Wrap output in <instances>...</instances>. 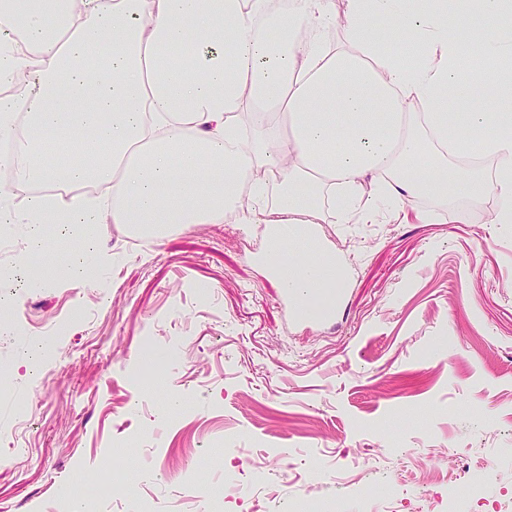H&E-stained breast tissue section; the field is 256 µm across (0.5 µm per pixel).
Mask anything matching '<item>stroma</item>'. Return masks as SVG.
Listing matches in <instances>:
<instances>
[{
	"mask_svg": "<svg viewBox=\"0 0 512 512\" xmlns=\"http://www.w3.org/2000/svg\"><path fill=\"white\" fill-rule=\"evenodd\" d=\"M43 232L59 273L38 284L18 276L40 267L22 227L0 248V429H23L0 512H54L63 482L94 512H199L219 486L222 512H274L286 493L442 512L472 472L512 485V225H321L347 276L329 319L282 301L263 224ZM90 237L96 279H72ZM58 322L33 382L22 350ZM249 467L263 483L225 484ZM377 474L427 496H378Z\"/></svg>",
	"mask_w": 512,
	"mask_h": 512,
	"instance_id": "obj_1",
	"label": "stroma"
}]
</instances>
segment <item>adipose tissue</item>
Wrapping results in <instances>:
<instances>
[{"instance_id":"1","label":"adipose tissue","mask_w":512,"mask_h":512,"mask_svg":"<svg viewBox=\"0 0 512 512\" xmlns=\"http://www.w3.org/2000/svg\"><path fill=\"white\" fill-rule=\"evenodd\" d=\"M481 23L449 39L465 13L447 0H346L345 43L322 37L335 0H0V138L24 114L33 137L0 155L12 180L0 224L24 225L31 250L63 214L62 233L86 224H269L281 236L324 223L376 224L412 214L419 224H463L451 195L512 224V0H468ZM64 13L59 26L48 16ZM388 18L409 53L385 50L371 25ZM481 85L496 94L477 96ZM452 101L469 102L465 115ZM69 125L76 161L41 158ZM493 163L460 165L472 149ZM219 177H211V170ZM94 182L96 196L39 195L35 185ZM21 198L23 207L12 204ZM434 198L431 210L409 202ZM285 286L334 283L331 252L285 253Z\"/></svg>"}]
</instances>
